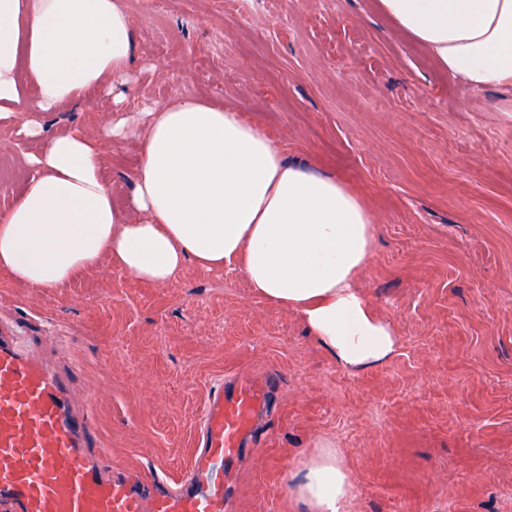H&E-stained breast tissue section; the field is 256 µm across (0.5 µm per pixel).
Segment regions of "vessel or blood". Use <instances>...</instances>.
Masks as SVG:
<instances>
[{"instance_id":"1","label":"vessel or blood","mask_w":512,"mask_h":512,"mask_svg":"<svg viewBox=\"0 0 512 512\" xmlns=\"http://www.w3.org/2000/svg\"><path fill=\"white\" fill-rule=\"evenodd\" d=\"M275 376L215 382L200 419L193 464L180 481L112 473L94 452L91 405L74 411L67 381L39 358L29 339L0 335V500L15 512H224V498L268 409Z\"/></svg>"}]
</instances>
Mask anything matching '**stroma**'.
Instances as JSON below:
<instances>
[{
	"mask_svg": "<svg viewBox=\"0 0 512 512\" xmlns=\"http://www.w3.org/2000/svg\"><path fill=\"white\" fill-rule=\"evenodd\" d=\"M136 37L124 111L219 99L288 160L336 176L375 215L357 284L394 329L383 363L339 366L297 310L240 270L186 265L164 286L101 263L68 287L0 274V328L92 391L97 447L114 466L177 481L213 381L276 374L271 412L227 512H305L287 487L327 442L349 512H512V93L471 88L379 12L377 0H125ZM113 106L45 112L50 131L102 132ZM140 142L105 140L124 205ZM38 140L0 123V212Z\"/></svg>",
	"mask_w": 512,
	"mask_h": 512,
	"instance_id": "1",
	"label": "stroma"
}]
</instances>
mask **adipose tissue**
I'll use <instances>...</instances> for the list:
<instances>
[{"mask_svg":"<svg viewBox=\"0 0 512 512\" xmlns=\"http://www.w3.org/2000/svg\"><path fill=\"white\" fill-rule=\"evenodd\" d=\"M379 8L441 69L479 90H512V0H379ZM134 60L124 0H0V122L42 140L25 160L21 192L0 212V272L53 289L105 256L156 286L189 263L233 267L270 304L298 310L341 366L387 360L393 331L355 285L374 216L334 175L288 161L224 103L181 96L105 126L103 137L143 132L122 210L103 178V137L48 135L22 118L126 82ZM289 492L309 512H347L354 495L329 448Z\"/></svg>","mask_w":512,"mask_h":512,"instance_id":"adipose-tissue-1","label":"adipose tissue"}]
</instances>
